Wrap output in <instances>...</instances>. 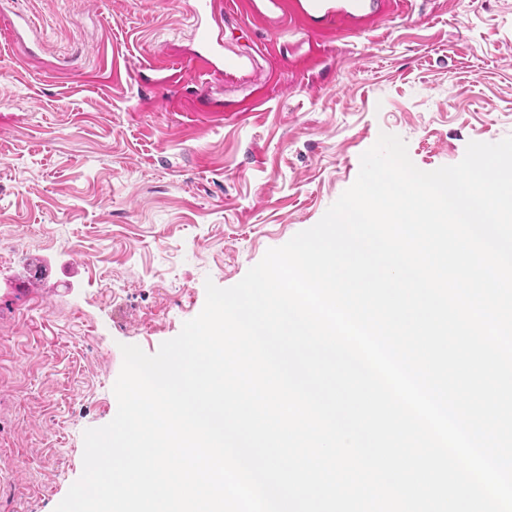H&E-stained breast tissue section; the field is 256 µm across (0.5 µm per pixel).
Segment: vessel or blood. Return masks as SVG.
<instances>
[{
    "instance_id": "obj_1",
    "label": "vessel or blood",
    "mask_w": 512,
    "mask_h": 512,
    "mask_svg": "<svg viewBox=\"0 0 512 512\" xmlns=\"http://www.w3.org/2000/svg\"><path fill=\"white\" fill-rule=\"evenodd\" d=\"M403 5L404 0H194L191 19L199 46L194 61L200 69L228 78L249 69L250 57L224 45L221 22L235 12L279 33L330 29L341 40L381 23Z\"/></svg>"
}]
</instances>
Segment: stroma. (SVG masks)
Returning a JSON list of instances; mask_svg holds the SVG:
<instances>
[{
	"label": "stroma",
	"instance_id": "obj_1",
	"mask_svg": "<svg viewBox=\"0 0 512 512\" xmlns=\"http://www.w3.org/2000/svg\"><path fill=\"white\" fill-rule=\"evenodd\" d=\"M191 4L0 0V512H54L121 345L156 353L206 281L314 226L380 134L433 170L512 136V0H408L321 35L311 71L307 41L228 18L225 45L269 47L243 80L196 78Z\"/></svg>",
	"mask_w": 512,
	"mask_h": 512
}]
</instances>
